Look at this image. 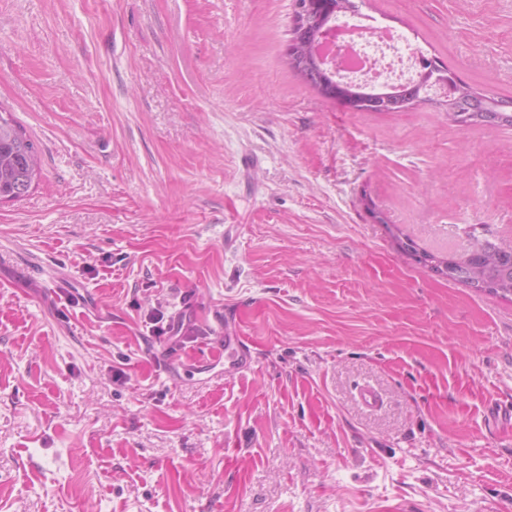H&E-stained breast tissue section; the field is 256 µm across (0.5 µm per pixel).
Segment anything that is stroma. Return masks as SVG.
I'll list each match as a JSON object with an SVG mask.
<instances>
[{"mask_svg":"<svg viewBox=\"0 0 512 512\" xmlns=\"http://www.w3.org/2000/svg\"><path fill=\"white\" fill-rule=\"evenodd\" d=\"M356 4L512 97V0ZM293 8L0 0V106L42 164L0 203V512L512 501V301L390 234L512 240V129L323 98L288 66ZM214 311L242 372L208 351ZM222 322L219 323L215 344L222 351L224 350V364L227 362L229 369L240 370L247 368L251 364V359L245 349L243 338L240 336H230L224 333L222 336Z\"/></svg>","mask_w":512,"mask_h":512,"instance_id":"35a3bbf8","label":"stroma"}]
</instances>
